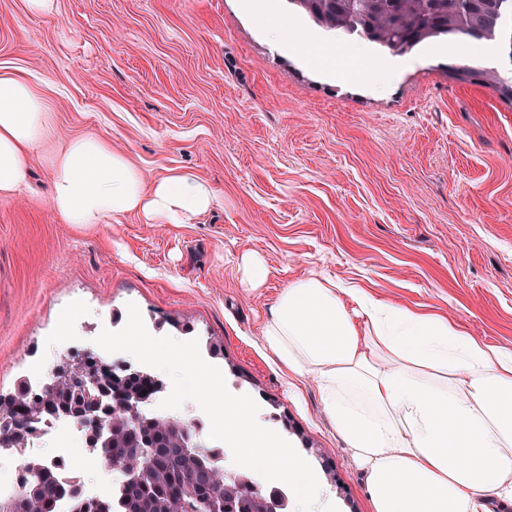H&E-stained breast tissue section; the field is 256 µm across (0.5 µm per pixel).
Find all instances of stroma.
Instances as JSON below:
<instances>
[{"label":"stroma","instance_id":"35a3bbf8","mask_svg":"<svg viewBox=\"0 0 512 512\" xmlns=\"http://www.w3.org/2000/svg\"><path fill=\"white\" fill-rule=\"evenodd\" d=\"M274 6L302 46L284 50L240 0H54L40 16L0 0V73L25 75L52 116L26 188L0 195V392L93 349L132 302L153 336L219 340L213 365L325 498L371 512L315 383L289 389L262 322L289 281L314 272L512 350V106L449 81L445 49L398 56L386 77L384 49L352 57L346 40ZM329 67L343 79H326ZM86 136L146 180L198 176L217 203L190 224L64 223L51 157ZM247 253L269 269L255 288L242 280Z\"/></svg>","mask_w":512,"mask_h":512}]
</instances>
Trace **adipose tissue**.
Masks as SVG:
<instances>
[{
	"instance_id": "obj_1",
	"label": "adipose tissue",
	"mask_w": 512,
	"mask_h": 512,
	"mask_svg": "<svg viewBox=\"0 0 512 512\" xmlns=\"http://www.w3.org/2000/svg\"><path fill=\"white\" fill-rule=\"evenodd\" d=\"M49 114L23 78L0 75V194L17 192ZM50 201L68 224L136 213L188 224L215 189L176 173L145 180L105 140H72L53 158ZM261 338L291 379L310 378L365 475L371 512L512 507V351L431 308L397 306L310 274L276 297Z\"/></svg>"
}]
</instances>
